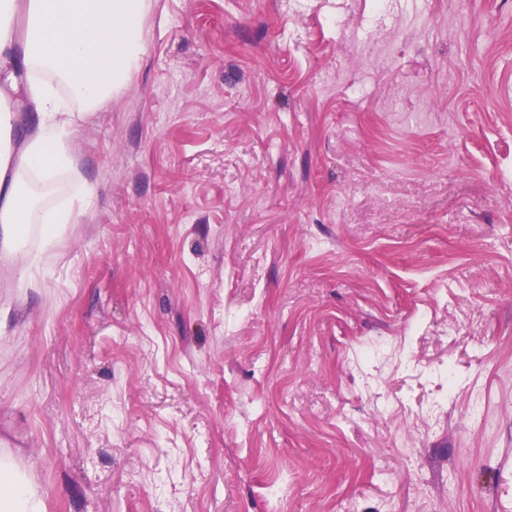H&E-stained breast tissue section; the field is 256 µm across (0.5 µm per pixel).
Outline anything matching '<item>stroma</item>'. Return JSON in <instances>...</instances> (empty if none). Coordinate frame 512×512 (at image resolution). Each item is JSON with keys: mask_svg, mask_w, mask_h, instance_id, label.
Returning <instances> with one entry per match:
<instances>
[{"mask_svg": "<svg viewBox=\"0 0 512 512\" xmlns=\"http://www.w3.org/2000/svg\"><path fill=\"white\" fill-rule=\"evenodd\" d=\"M0 261L45 512H512V0H151Z\"/></svg>", "mask_w": 512, "mask_h": 512, "instance_id": "1", "label": "stroma"}]
</instances>
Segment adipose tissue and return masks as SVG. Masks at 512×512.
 <instances>
[{"instance_id": "ef3b65f1", "label": "adipose tissue", "mask_w": 512, "mask_h": 512, "mask_svg": "<svg viewBox=\"0 0 512 512\" xmlns=\"http://www.w3.org/2000/svg\"><path fill=\"white\" fill-rule=\"evenodd\" d=\"M149 0H0V260L26 264L24 227L52 246L87 208L91 188L45 207L40 188L73 169L72 136L90 107L118 95L141 49ZM26 18L17 36L13 17ZM0 512H44L37 485L0 454Z\"/></svg>"}]
</instances>
